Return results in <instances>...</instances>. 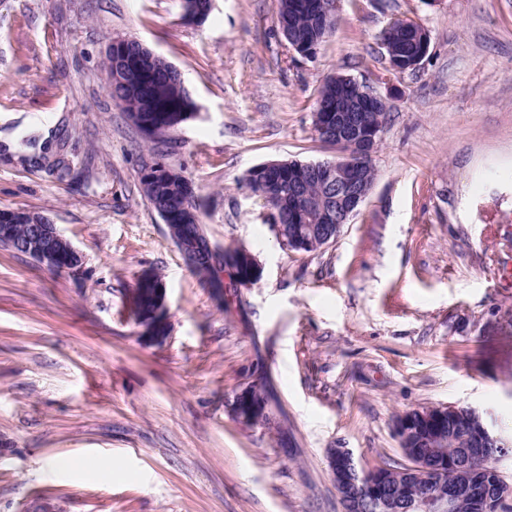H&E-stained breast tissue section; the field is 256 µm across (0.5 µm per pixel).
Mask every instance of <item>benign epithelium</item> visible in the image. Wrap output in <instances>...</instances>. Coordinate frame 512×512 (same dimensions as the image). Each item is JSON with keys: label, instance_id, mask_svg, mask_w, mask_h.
I'll return each mask as SVG.
<instances>
[{"label": "benign epithelium", "instance_id": "1", "mask_svg": "<svg viewBox=\"0 0 512 512\" xmlns=\"http://www.w3.org/2000/svg\"><path fill=\"white\" fill-rule=\"evenodd\" d=\"M333 8L334 0H320V24L325 33L335 25ZM404 33L418 48L415 58L423 59L430 44L427 30L407 23ZM378 99L380 96L370 90L365 100H353L345 107L314 113V125L340 152L336 159L300 161L296 165L272 161L249 172L248 177L264 188L288 181L290 204L296 219L302 223L307 222L313 212V204L303 190L305 179L314 177L334 188V195L318 214V222L326 225L325 230L316 233L301 229L292 234L286 232L283 225H274L280 243L288 250L309 252L330 245L366 201L373 186L367 170L372 168L371 157L381 129L370 123L362 109ZM18 223L26 225V233L21 237L14 230ZM1 242L49 271L76 272L83 264L81 254L61 235L51 219L29 211L0 210ZM174 243L181 254L188 253L194 260L210 251L209 242L200 229L195 236L187 240L176 238ZM224 266L240 287H248L262 276V266L256 256L242 246L228 254ZM138 292L150 295L155 304L152 314L138 323L140 338L149 345L162 344L170 337L172 328L164 283L152 272L145 271L138 277ZM232 411L236 419L246 425H255L268 415L267 403L254 385L236 394ZM458 412L459 407L448 404L427 412H406L395 422L394 432L407 461L408 479L425 484L424 495L406 498L396 494L381 467L366 471L367 481H362L353 451L331 448L328 465L337 494L347 498L356 512L367 505L379 512H453L465 484L450 482L448 476L464 473L467 459L483 456L494 448L500 449L497 461L501 462L509 457L505 448L512 444L483 418L463 436L459 452H446L448 429L452 428L451 420ZM422 444L427 452L425 458L420 459L415 450ZM475 508L478 512H512V486L493 480L486 483L484 493L476 499Z\"/></svg>", "mask_w": 512, "mask_h": 512}]
</instances>
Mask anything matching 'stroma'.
Listing matches in <instances>:
<instances>
[{"label":"stroma","mask_w":512,"mask_h":512,"mask_svg":"<svg viewBox=\"0 0 512 512\" xmlns=\"http://www.w3.org/2000/svg\"><path fill=\"white\" fill-rule=\"evenodd\" d=\"M179 3L0 0V209L48 215L83 257L51 272L0 245V512H343L328 449L402 461L399 414L471 406L511 436L512 0H336L311 58L278 0H213L200 25ZM399 18L430 35L402 74L381 44ZM116 39L175 66L197 105L155 147L106 92ZM335 75L388 106L376 180L333 244L289 251L246 174L335 159L313 127ZM153 158L193 181L216 251L256 255L258 283L219 299L187 268L142 195ZM150 270L161 345L129 311ZM248 385L269 425L235 418ZM137 281L140 288L134 286L132 295L134 291L148 294L155 304L154 311L148 318L141 322L135 321L140 327V338L149 345L162 344L170 337L172 328L166 303V288L162 280L154 277L152 271L143 272ZM160 329H165L166 334L159 333Z\"/></svg>","instance_id":"35a3bbf8"}]
</instances>
